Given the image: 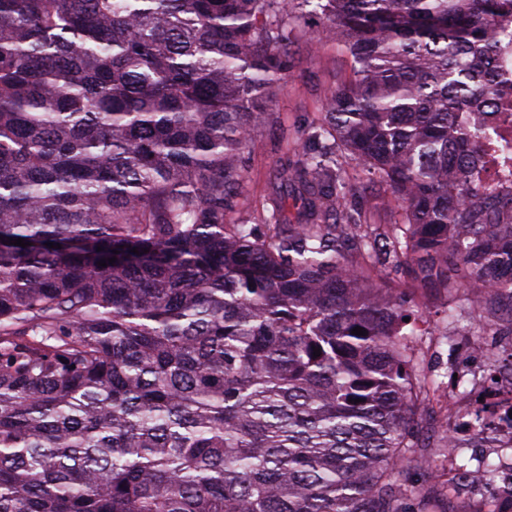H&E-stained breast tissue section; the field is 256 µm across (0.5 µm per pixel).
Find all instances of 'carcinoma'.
Returning <instances> with one entry per match:
<instances>
[{"mask_svg": "<svg viewBox=\"0 0 512 512\" xmlns=\"http://www.w3.org/2000/svg\"><path fill=\"white\" fill-rule=\"evenodd\" d=\"M310 9L353 67L282 164L297 221L278 194L231 219ZM510 26L512 0H0V512H453L475 481L512 512V461L438 482L462 439L421 437L426 310L372 287L403 261L512 329V216L459 120ZM362 177L390 222L346 207Z\"/></svg>", "mask_w": 512, "mask_h": 512, "instance_id": "carcinoma-1", "label": "carcinoma"}]
</instances>
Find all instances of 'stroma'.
I'll return each instance as SVG.
<instances>
[{
  "label": "stroma",
  "instance_id": "obj_1",
  "mask_svg": "<svg viewBox=\"0 0 512 512\" xmlns=\"http://www.w3.org/2000/svg\"><path fill=\"white\" fill-rule=\"evenodd\" d=\"M322 28L323 20L315 14L299 24L286 83L272 106L276 117L257 128L245 154L251 192L286 193L279 175L286 153L296 152L306 142L322 110L325 90L350 71L349 59L324 39ZM427 307L431 332L419 340L420 370L439 383L442 393L459 395L460 410L477 406L492 372L512 356V332L495 329L478 336L470 330L478 310L455 309L448 324L442 301H429Z\"/></svg>",
  "mask_w": 512,
  "mask_h": 512
}]
</instances>
